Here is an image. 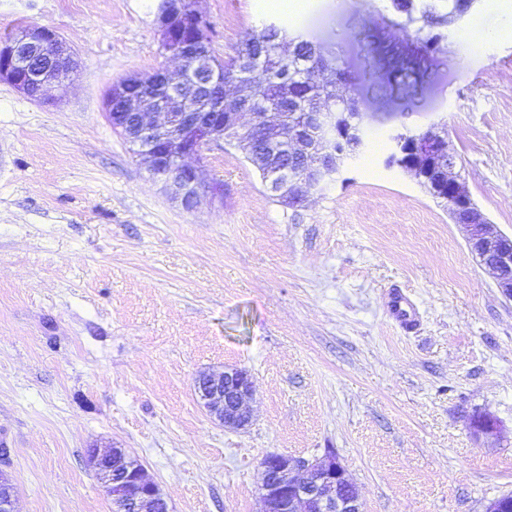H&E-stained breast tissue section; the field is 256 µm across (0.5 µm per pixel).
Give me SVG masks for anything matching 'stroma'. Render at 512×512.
<instances>
[{"instance_id":"35a3bbf8","label":"stroma","mask_w":512,"mask_h":512,"mask_svg":"<svg viewBox=\"0 0 512 512\" xmlns=\"http://www.w3.org/2000/svg\"><path fill=\"white\" fill-rule=\"evenodd\" d=\"M157 0H0V37L37 23L77 68L46 104L0 82V470L18 512H112L90 447L128 449L171 512H260V462L334 449L365 512H485L512 493V301L446 208L389 167L390 135L442 125L457 170L512 234V0L444 28L391 0H196L218 57L286 23L345 69L364 146L306 204L236 147L205 153L221 197L170 199L112 128L113 84L173 58ZM499 36L474 46L476 24ZM407 289L404 333L387 292ZM247 369L254 420L224 428L201 371ZM500 424L474 439L473 413Z\"/></svg>"}]
</instances>
